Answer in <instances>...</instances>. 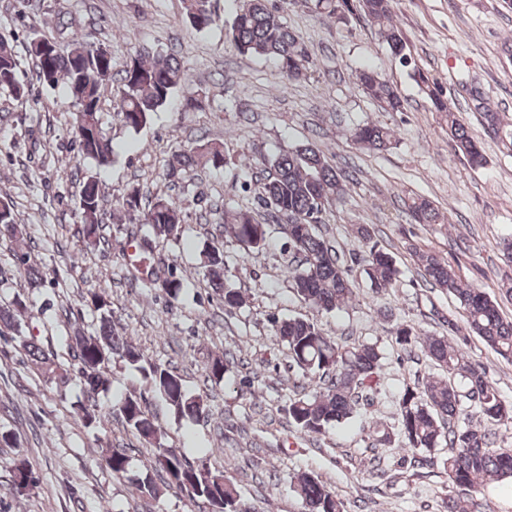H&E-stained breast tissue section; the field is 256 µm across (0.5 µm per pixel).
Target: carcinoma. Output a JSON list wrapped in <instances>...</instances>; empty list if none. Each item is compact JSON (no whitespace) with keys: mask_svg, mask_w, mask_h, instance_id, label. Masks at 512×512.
I'll list each match as a JSON object with an SVG mask.
<instances>
[{"mask_svg":"<svg viewBox=\"0 0 512 512\" xmlns=\"http://www.w3.org/2000/svg\"><path fill=\"white\" fill-rule=\"evenodd\" d=\"M187 21L198 31L208 30L217 18L215 0H182ZM317 12L345 25L360 18L376 25L391 53L405 66L412 67L413 77L431 110L442 117L448 143L455 154L473 167L487 163L481 144L467 130L459 113L448 107V95L438 82L424 75L414 64L407 41L393 21V0H316ZM62 22L31 39L29 56L34 62L37 82L59 90L74 107L72 146L83 160L98 167L112 163L115 154L103 121L104 89L119 77L120 89L113 105L114 115L128 129L146 126L152 114L165 105L177 88L185 84L184 71L176 51L168 47L153 53L137 52L116 68L112 52L83 36L72 37L68 51L54 49L65 33ZM224 37L242 54L275 59L283 77L292 82L307 77L311 54L304 39L282 19L278 7L270 0H243L233 22L225 27ZM18 60L13 44L0 36V90L17 100L25 88L17 77ZM357 84L388 112L405 110L398 90L369 68L355 71ZM474 110L482 114L489 133L506 147H512V128L487 106L484 92L470 90ZM350 140L370 151H385L394 144V130L374 122L352 128ZM223 150L216 145L184 147L167 160L166 176L172 182L192 179L199 168L219 169L226 166ZM272 174L266 179L259 202L274 210L284 221L289 249L302 257L299 265L286 266L288 280L295 295L318 312L331 313L348 306L356 296V281L351 268L338 250L319 231L322 214L344 198L346 185L317 146L308 143L280 152L269 160ZM102 194L94 176L86 177L79 199V234L94 247L103 240L100 203ZM198 198L175 201L157 197L147 208L141 206V194L132 189L122 208L128 223H139L136 235L141 260L153 255L157 240H177L182 232L183 205ZM407 209L418 224H441L443 218L432 203L423 197L411 199ZM224 234L249 249L266 245L267 225L256 219L252 209L240 206L224 213ZM0 236L16 241L13 260L24 268L32 287L43 283L40 270L30 263L21 225L10 207L0 208ZM358 241L366 247L363 272L369 288L379 293L392 288L400 270L393 256L373 241L371 229H357ZM425 281L455 297L463 310L465 330L484 339L501 358L512 361V320L505 319L497 302L484 291L463 280L445 260L435 254L421 253L411 246ZM206 276L214 282L224 306L243 304L240 292L226 284L224 252L213 248L208 253ZM130 287L163 291L176 297L183 288L176 270H156L143 274L135 269ZM85 306L97 314L93 331L76 329L62 337L67 361L52 346H44L35 336L20 335L24 300L0 306V337L12 334L28 360L58 385L79 378L87 399H95L110 389L108 368L114 362L136 366L142 374L146 391L161 399L178 419L204 418L209 409L203 399L187 392L182 377L166 364L149 358L132 337L120 334L112 324V312L103 294L94 291L84 298ZM276 341L288 349V357L302 376L328 378V386L290 401L288 415L301 434L321 435L330 428L354 417L360 394L380 380L382 355L374 344L342 345L328 335L321 325L301 317L271 320ZM397 343L422 349L434 372L421 384L407 387L399 399L397 436L413 451L431 452L447 443L451 453L443 461L448 481L462 490H472L494 479H512V449L496 448L491 427L512 424V402H506L487 379L480 366L462 347L447 336L419 335L414 327L396 328ZM227 356L215 357L207 367L214 382L224 379ZM109 413L148 447L155 448L149 465L131 473L130 457L124 448H109L101 465L117 478H125L150 498L164 490H176L200 503L203 512H251V507L236 486L224 474L210 469L207 462H190L160 442L159 428L143 395L126 394L112 402ZM292 490L303 502L305 512H344L338 494L308 473L294 478Z\"/></svg>","mask_w":512,"mask_h":512,"instance_id":"1","label":"carcinoma"}]
</instances>
